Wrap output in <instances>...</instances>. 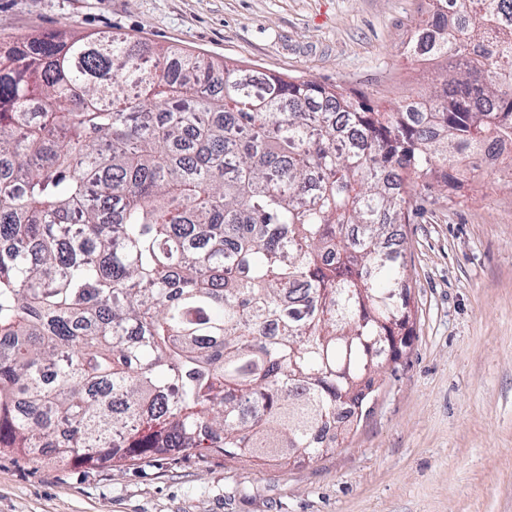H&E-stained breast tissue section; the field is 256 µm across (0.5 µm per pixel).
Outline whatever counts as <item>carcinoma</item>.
I'll return each mask as SVG.
<instances>
[{
	"label": "carcinoma",
	"mask_w": 512,
	"mask_h": 512,
	"mask_svg": "<svg viewBox=\"0 0 512 512\" xmlns=\"http://www.w3.org/2000/svg\"><path fill=\"white\" fill-rule=\"evenodd\" d=\"M428 112L116 35L0 51V451L318 457L407 336L396 227L512 140V0L417 22Z\"/></svg>",
	"instance_id": "cac0c4a2"
}]
</instances>
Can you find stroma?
I'll return each instance as SVG.
<instances>
[{
    "instance_id": "1",
    "label": "stroma",
    "mask_w": 512,
    "mask_h": 512,
    "mask_svg": "<svg viewBox=\"0 0 512 512\" xmlns=\"http://www.w3.org/2000/svg\"><path fill=\"white\" fill-rule=\"evenodd\" d=\"M428 0H0V43L119 33L385 107L425 91L401 61ZM431 192L398 231L413 333L370 413L317 459L214 453L88 470L0 454V512H512V189Z\"/></svg>"
}]
</instances>
